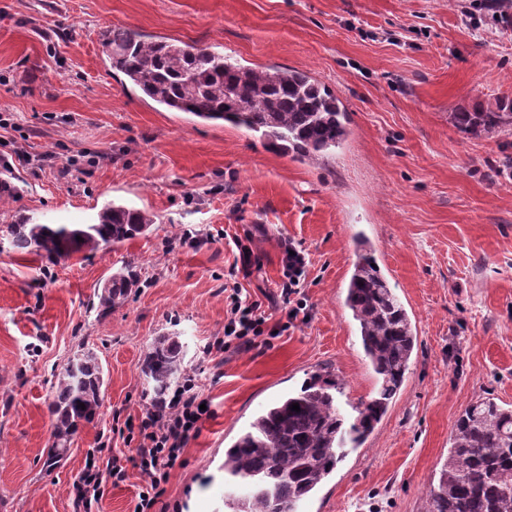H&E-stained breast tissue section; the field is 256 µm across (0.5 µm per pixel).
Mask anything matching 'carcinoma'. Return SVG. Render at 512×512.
<instances>
[{
	"label": "carcinoma",
	"instance_id": "1",
	"mask_svg": "<svg viewBox=\"0 0 512 512\" xmlns=\"http://www.w3.org/2000/svg\"><path fill=\"white\" fill-rule=\"evenodd\" d=\"M103 47L111 68L152 101L204 121L243 127L259 134L265 147L291 153L302 163L320 162L349 134V114L340 99L306 72L242 66L221 52L179 40H146L123 28L107 31ZM450 119L466 135L491 136L512 130V102L453 112ZM152 224L149 211L109 202L96 223L82 227L20 218L4 228L12 250L55 264L131 240ZM107 283L110 287L97 293L103 310L128 297L138 273L127 263ZM345 306L376 376V395L351 406L356 416L350 422L337 398L341 383L323 370L263 408L224 449L225 481L248 487L244 496H224V512H272L275 501L285 512H297L343 460L346 445L364 443L401 388L417 346L415 327L365 238L357 239ZM141 373L153 406H162L182 375L178 340L157 339L145 353ZM103 386V368L90 351L69 358L56 375L49 405L55 463L71 451L79 425L99 415ZM295 403L298 412L291 409ZM424 512H512V407L483 396L464 410Z\"/></svg>",
	"mask_w": 512,
	"mask_h": 512
}]
</instances>
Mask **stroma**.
Here are the masks:
<instances>
[{
  "instance_id": "35a3bbf8",
  "label": "stroma",
  "mask_w": 512,
  "mask_h": 512,
  "mask_svg": "<svg viewBox=\"0 0 512 512\" xmlns=\"http://www.w3.org/2000/svg\"><path fill=\"white\" fill-rule=\"evenodd\" d=\"M486 0H0V161L13 214L92 224L107 202L155 216L147 234L52 265L0 249V512H72L89 449L124 447L151 408L143 355L177 337L211 416L164 496L169 512H224V450L254 415L330 369L340 405L374 375L344 306L365 236L416 328L406 379L362 447L299 512H422L460 413L479 396L512 406V131L469 138L462 108L512 100V22ZM208 47L249 67L310 73L346 106L350 134L310 166L254 133L144 97L109 70L105 30ZM194 241H181L183 232ZM260 265L232 275L237 244ZM309 259L310 317L255 349L224 335L225 288L275 294L287 245ZM139 284L112 311L96 294L122 263ZM93 351L98 418L46 467L55 375Z\"/></svg>"
}]
</instances>
